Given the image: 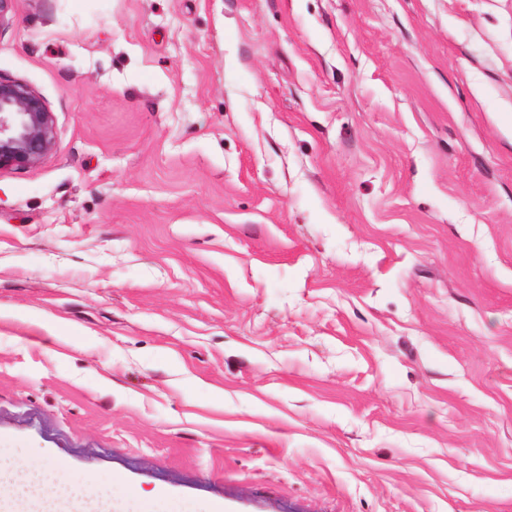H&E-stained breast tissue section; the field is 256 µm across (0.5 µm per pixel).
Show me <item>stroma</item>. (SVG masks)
<instances>
[{"instance_id": "stroma-1", "label": "stroma", "mask_w": 512, "mask_h": 512, "mask_svg": "<svg viewBox=\"0 0 512 512\" xmlns=\"http://www.w3.org/2000/svg\"><path fill=\"white\" fill-rule=\"evenodd\" d=\"M0 76L57 121L0 172L1 454L512 512V0H16Z\"/></svg>"}]
</instances>
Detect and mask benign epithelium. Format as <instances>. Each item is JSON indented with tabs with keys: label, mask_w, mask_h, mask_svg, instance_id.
I'll use <instances>...</instances> for the list:
<instances>
[{
	"label": "benign epithelium",
	"mask_w": 512,
	"mask_h": 512,
	"mask_svg": "<svg viewBox=\"0 0 512 512\" xmlns=\"http://www.w3.org/2000/svg\"><path fill=\"white\" fill-rule=\"evenodd\" d=\"M56 143V118L40 92L0 77V171L35 167Z\"/></svg>",
	"instance_id": "7a95c632"
}]
</instances>
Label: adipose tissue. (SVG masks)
<instances>
[{"instance_id":"ef3b65f1","label":"adipose tissue","mask_w":512,"mask_h":512,"mask_svg":"<svg viewBox=\"0 0 512 512\" xmlns=\"http://www.w3.org/2000/svg\"><path fill=\"white\" fill-rule=\"evenodd\" d=\"M169 500L118 476L107 483L93 475L63 477L60 465L45 466L37 450L26 464L0 465V512H167Z\"/></svg>"}]
</instances>
